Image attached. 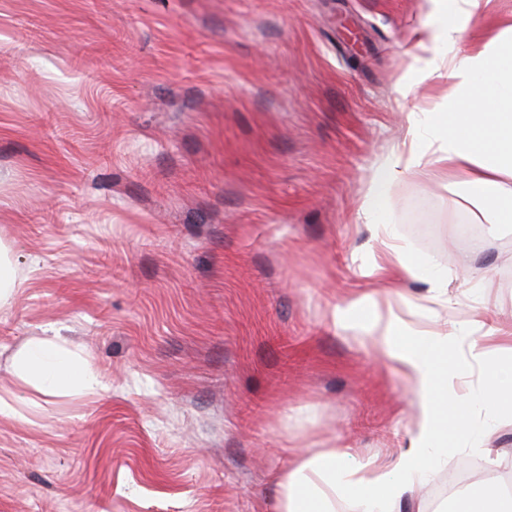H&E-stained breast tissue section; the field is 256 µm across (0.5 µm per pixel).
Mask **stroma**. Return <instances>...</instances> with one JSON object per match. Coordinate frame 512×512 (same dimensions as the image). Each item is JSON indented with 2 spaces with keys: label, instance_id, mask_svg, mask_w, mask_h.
Here are the masks:
<instances>
[{
  "label": "stroma",
  "instance_id": "35a3bbf8",
  "mask_svg": "<svg viewBox=\"0 0 512 512\" xmlns=\"http://www.w3.org/2000/svg\"><path fill=\"white\" fill-rule=\"evenodd\" d=\"M427 9L0 0V512H276L306 449L406 448L410 388L331 312L378 247L352 219L375 157L453 90L396 91ZM469 196L405 174L380 221L447 270L449 315L512 326V222ZM41 336L104 388L17 377ZM491 445L449 435L436 477L468 465L480 497L512 469V421Z\"/></svg>",
  "mask_w": 512,
  "mask_h": 512
}]
</instances>
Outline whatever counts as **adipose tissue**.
I'll use <instances>...</instances> for the list:
<instances>
[{
	"mask_svg": "<svg viewBox=\"0 0 512 512\" xmlns=\"http://www.w3.org/2000/svg\"><path fill=\"white\" fill-rule=\"evenodd\" d=\"M490 0H429L430 23L419 29L425 51L415 60L413 78L399 85L401 97L415 93L418 83L455 79L457 92L442 112L411 113L407 135L377 156L356 216L376 222L378 252L361 266L360 277L371 281L397 276H424L432 299L448 293V275L424 272L418 259L399 242L390 225L378 223L382 204L396 178L421 174L442 182L464 176L473 198L502 212L512 201L501 190L512 181V36L493 49L459 47L460 25L448 11L470 20L485 15ZM335 326L370 337L395 373L410 387L415 414L404 426L408 446L388 466L367 460L349 465L347 450L314 448L277 478L278 512H307L317 501L320 512H349L359 502L362 512H393L418 482L448 456V434L479 437L489 445V422L512 420V346H493L497 326L472 318L468 360L482 363V388L459 387L468 361L438 364L441 353L456 343L457 328L447 312L434 311L414 322L393 308L381 307L372 293L354 296L332 310ZM16 374L41 392L78 386H100L98 373L49 336L33 339L15 361Z\"/></svg>",
	"mask_w": 512,
	"mask_h": 512,
	"instance_id": "obj_1",
	"label": "adipose tissue"
}]
</instances>
